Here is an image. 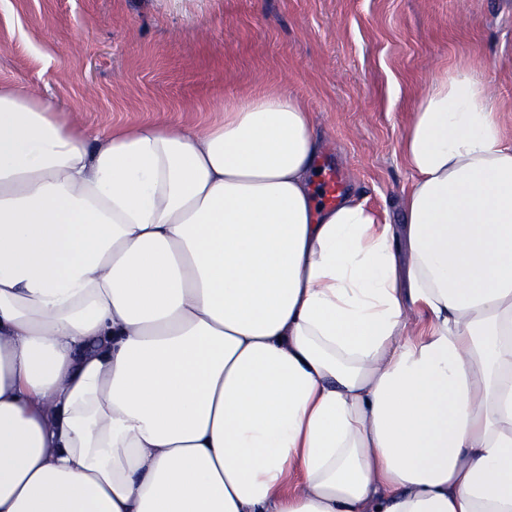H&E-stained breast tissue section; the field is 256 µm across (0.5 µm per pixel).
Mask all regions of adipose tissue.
Here are the masks:
<instances>
[{"label":"adipose tissue","instance_id":"1","mask_svg":"<svg viewBox=\"0 0 512 512\" xmlns=\"http://www.w3.org/2000/svg\"><path fill=\"white\" fill-rule=\"evenodd\" d=\"M221 112L93 135L0 81V512H512L487 83L418 99L397 226L319 202L303 97Z\"/></svg>","mask_w":512,"mask_h":512}]
</instances>
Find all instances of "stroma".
<instances>
[{"label":"stroma","mask_w":512,"mask_h":512,"mask_svg":"<svg viewBox=\"0 0 512 512\" xmlns=\"http://www.w3.org/2000/svg\"><path fill=\"white\" fill-rule=\"evenodd\" d=\"M460 62L512 125V0H0V81L37 86L91 131L194 127L259 85L301 95L320 164L392 224L415 104Z\"/></svg>","instance_id":"obj_1"}]
</instances>
